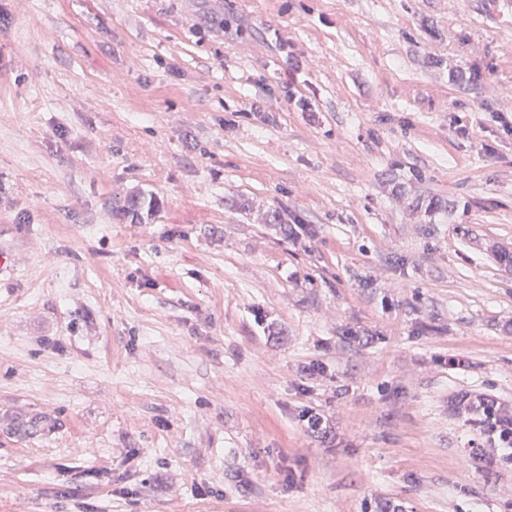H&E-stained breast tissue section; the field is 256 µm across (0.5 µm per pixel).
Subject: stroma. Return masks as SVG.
Returning <instances> with one entry per match:
<instances>
[{
	"instance_id": "1",
	"label": "stroma",
	"mask_w": 512,
	"mask_h": 512,
	"mask_svg": "<svg viewBox=\"0 0 512 512\" xmlns=\"http://www.w3.org/2000/svg\"><path fill=\"white\" fill-rule=\"evenodd\" d=\"M511 121L512 0H0V512H512ZM474 407L482 413V418L475 421L478 431L470 442L472 448H499L502 457L512 459V414L503 412L498 403L486 396L479 395L474 400ZM506 419V420H505ZM504 431L511 434L506 440Z\"/></svg>"
}]
</instances>
